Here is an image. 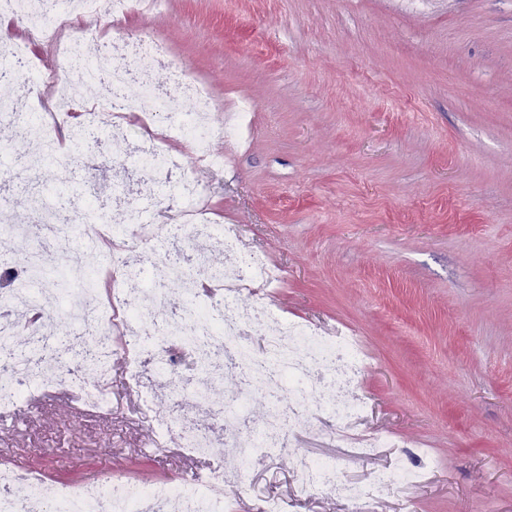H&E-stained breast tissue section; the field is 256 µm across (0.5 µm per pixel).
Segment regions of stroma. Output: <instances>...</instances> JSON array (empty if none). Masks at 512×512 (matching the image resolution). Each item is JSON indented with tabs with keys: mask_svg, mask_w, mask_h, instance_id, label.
Masks as SVG:
<instances>
[{
	"mask_svg": "<svg viewBox=\"0 0 512 512\" xmlns=\"http://www.w3.org/2000/svg\"><path fill=\"white\" fill-rule=\"evenodd\" d=\"M124 28L162 39L218 109L253 104L236 140L214 142L208 178L185 144L169 178L208 180L210 204L282 272L265 302L280 317L357 336L356 386L369 404L353 439L316 435L296 454L335 459L364 482L390 465L419 485L354 507L302 493L296 454L267 449L223 512H257L276 493L297 512H512V0H163ZM11 222L31 224L33 178L67 193L125 184L156 197L153 172L101 136L81 164L33 174L38 132L0 123ZM112 359V411L92 415L50 390L0 420V457L45 469L48 484L109 475L150 486L194 480L208 459L152 451V433ZM389 436L370 457L355 439Z\"/></svg>",
	"mask_w": 512,
	"mask_h": 512,
	"instance_id": "35a3bbf8",
	"label": "stroma"
}]
</instances>
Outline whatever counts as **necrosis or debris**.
Wrapping results in <instances>:
<instances>
[{"instance_id": "obj_1", "label": "necrosis or debris", "mask_w": 512, "mask_h": 512, "mask_svg": "<svg viewBox=\"0 0 512 512\" xmlns=\"http://www.w3.org/2000/svg\"><path fill=\"white\" fill-rule=\"evenodd\" d=\"M136 0H0V16L16 17L34 9L38 20L28 27V40L13 45L0 58V78H25L28 84L51 86V104L34 110L29 99L0 101V120L18 135L32 126L43 133L40 159H26L27 169L38 161H75L93 146L102 131L112 134L116 151L134 156L139 164L165 174L179 168L180 158L168 150L172 139L185 141L198 166L209 171L223 165L213 153V140L235 135L239 123L217 112L204 87L182 77V64L167 55L148 35L134 36L121 23ZM40 43L63 55L62 77L46 78L32 63L29 44ZM153 56L171 71L180 73L174 93L160 91L141 60ZM88 84L103 86L102 104L86 111L80 125L70 117ZM143 94L130 100V85ZM192 101L191 113L181 110ZM143 120L141 138L131 141L122 122ZM46 190L34 185L31 201L39 222L27 226L30 239L54 226L52 249L32 250L22 256L0 253V269L15 273L8 293L0 292V414L24 403L33 393L54 389L79 394L87 407L102 414L112 411V391L101 385L111 374L114 352L126 358L125 387L145 397V412L155 432V447L179 436L182 452L191 458L207 457L216 442H223L236 462L239 477H247L266 449H288L300 423V412L310 406L332 423V434L348 431L365 412L353 388L364 368L358 340L342 332L326 336L301 323L289 322L259 302L240 304L245 291L268 288L279 276L259 252L243 251L234 230L215 223L209 190L194 177H183L174 196L162 204L123 202L120 214L99 207L95 198L81 196L67 205H49ZM113 243L109 266L112 291L101 299L94 273L81 262V241ZM217 248L224 263L210 265L205 253ZM63 256L61 272L70 283L65 294L80 321L78 333L28 336L16 345L19 325L7 311L14 305L42 309L40 296L31 292L32 281L53 274L51 255ZM158 269L153 282L143 273ZM180 282L183 295L169 303L165 284ZM260 327L262 343L246 342L244 330ZM190 353L192 373L182 386L193 404L216 412L214 424L200 427L187 422L173 408L149 403L145 368L156 374L179 376L182 353ZM238 369L241 386L216 405L210 392L225 367ZM269 396L263 422L252 423L248 403L253 396ZM298 469L309 492H332L353 503L388 493L400 485H413L419 472L397 468L376 475L370 482L343 478L328 459L301 458ZM226 474L223 464L208 467L192 486L159 482L149 487L101 477L82 483L59 482L50 497H43L42 470H18L0 464V512H222Z\"/></svg>"}]
</instances>
